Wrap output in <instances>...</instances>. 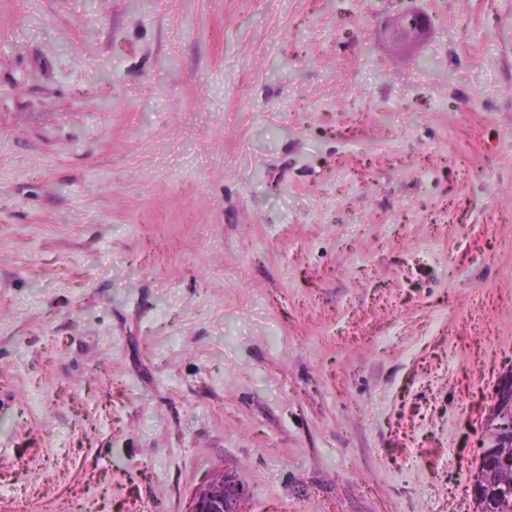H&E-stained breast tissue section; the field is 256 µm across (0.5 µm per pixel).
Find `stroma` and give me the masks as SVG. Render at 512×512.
Returning <instances> with one entry per match:
<instances>
[{"label":"stroma","mask_w":512,"mask_h":512,"mask_svg":"<svg viewBox=\"0 0 512 512\" xmlns=\"http://www.w3.org/2000/svg\"><path fill=\"white\" fill-rule=\"evenodd\" d=\"M510 373L512 0H0V512H474ZM430 27V19L416 11H404L391 23L389 37L398 44L413 45L419 42ZM240 498L236 482L222 472L195 491L185 512H239L236 506Z\"/></svg>","instance_id":"obj_1"}]
</instances>
